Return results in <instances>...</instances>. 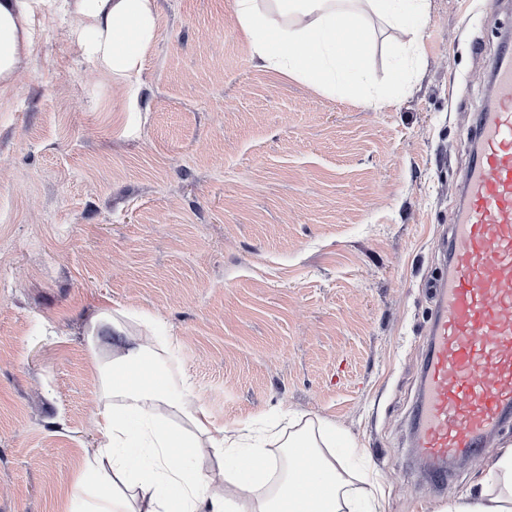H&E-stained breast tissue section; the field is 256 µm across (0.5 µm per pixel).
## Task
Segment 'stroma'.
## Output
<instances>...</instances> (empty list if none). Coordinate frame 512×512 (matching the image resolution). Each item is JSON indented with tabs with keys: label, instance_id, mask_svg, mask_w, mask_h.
Instances as JSON below:
<instances>
[{
	"label": "stroma",
	"instance_id": "obj_1",
	"mask_svg": "<svg viewBox=\"0 0 512 512\" xmlns=\"http://www.w3.org/2000/svg\"><path fill=\"white\" fill-rule=\"evenodd\" d=\"M233 0H154L138 111L41 20L0 98V512H61L99 441L93 316L169 340L159 365L217 424L329 423L364 448L385 512L479 493L512 448L431 489L412 447L428 284L512 0H429L414 73L376 17L366 108L258 68Z\"/></svg>",
	"mask_w": 512,
	"mask_h": 512
}]
</instances>
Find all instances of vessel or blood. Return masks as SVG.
<instances>
[{
	"instance_id": "1",
	"label": "vessel or blood",
	"mask_w": 512,
	"mask_h": 512,
	"mask_svg": "<svg viewBox=\"0 0 512 512\" xmlns=\"http://www.w3.org/2000/svg\"><path fill=\"white\" fill-rule=\"evenodd\" d=\"M493 102L471 135L464 200L432 283L434 312L414 443L432 482L449 462L478 459L512 421V54L491 63Z\"/></svg>"
}]
</instances>
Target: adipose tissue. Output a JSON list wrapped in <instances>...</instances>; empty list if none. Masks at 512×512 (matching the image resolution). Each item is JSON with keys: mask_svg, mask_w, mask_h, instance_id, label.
<instances>
[{"mask_svg": "<svg viewBox=\"0 0 512 512\" xmlns=\"http://www.w3.org/2000/svg\"><path fill=\"white\" fill-rule=\"evenodd\" d=\"M369 9L406 39L399 63L419 47L428 0H365ZM237 21L252 56L263 68L331 91H358L368 107L389 106L374 91L362 44L369 32L355 0H234ZM74 17L70 30L81 54L137 101L146 54L156 36L153 0H0V95L31 53L37 17ZM150 337L127 336L112 327V356L101 369L105 406L101 440L86 467L96 489L91 512H384L382 495L356 498L344 465L351 451L336 445L323 425L287 439L280 458L262 438L215 425L204 408L185 399L156 370ZM180 413L170 425L161 410ZM210 448L216 470L201 476L186 460L188 449ZM306 449L308 462L296 455ZM497 489L450 506L448 512H512V448L493 463Z\"/></svg>", "mask_w": 512, "mask_h": 512, "instance_id": "adipose-tissue-1", "label": "adipose tissue"}]
</instances>
